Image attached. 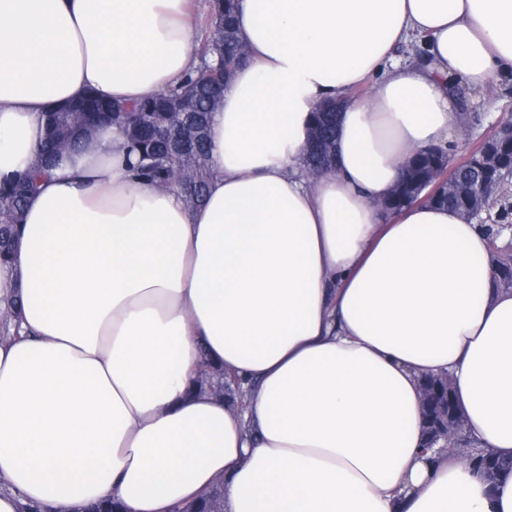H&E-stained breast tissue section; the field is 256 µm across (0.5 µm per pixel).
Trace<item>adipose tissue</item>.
Wrapping results in <instances>:
<instances>
[{"mask_svg": "<svg viewBox=\"0 0 512 512\" xmlns=\"http://www.w3.org/2000/svg\"><path fill=\"white\" fill-rule=\"evenodd\" d=\"M191 0H0V180L43 113L137 102L199 65ZM247 60L208 127L205 198L134 178L116 128L63 157L0 265V512H512V469L424 451L419 380L450 374L466 431L512 460V289L457 211L377 204L445 145L457 87L512 74V0H238ZM424 38L425 62H399ZM371 83L368 100L353 89ZM342 103L334 173L312 114ZM242 406L191 393L202 359Z\"/></svg>", "mask_w": 512, "mask_h": 512, "instance_id": "adipose-tissue-1", "label": "adipose tissue"}]
</instances>
